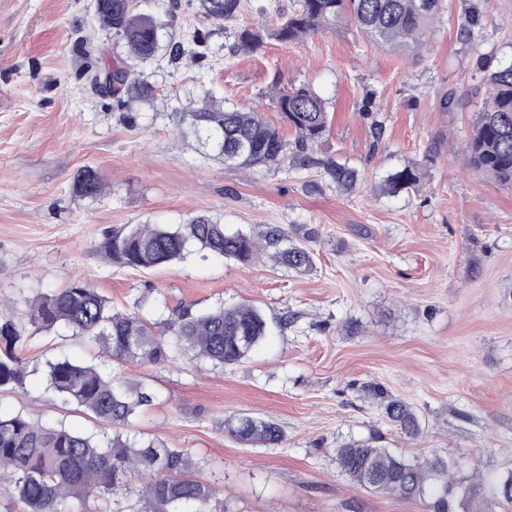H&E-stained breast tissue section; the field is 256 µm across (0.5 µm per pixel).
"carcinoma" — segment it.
Wrapping results in <instances>:
<instances>
[{
	"mask_svg": "<svg viewBox=\"0 0 512 512\" xmlns=\"http://www.w3.org/2000/svg\"><path fill=\"white\" fill-rule=\"evenodd\" d=\"M211 20L236 17L240 0H200ZM441 10V0H298V7L269 29L263 25L238 30L234 48L256 53L275 39L293 43L342 18L353 21L368 38L380 45L415 49ZM96 18L102 28L127 47L128 57L112 66L110 94L127 107L151 101L155 86L136 75L139 66L163 57L177 62L186 50L179 43L161 45L164 24L155 16L137 11L136 0H97ZM483 14L472 5L465 37L480 41ZM487 96L477 112L468 143V162L476 173L502 187L512 188V62L502 64L478 55ZM283 122L296 133L295 151L263 113L255 109L226 108L210 96L198 108L178 112L179 121L193 129L203 147L224 164L245 170L279 167L289 161L301 166L315 163L309 151L329 132L326 102L306 86L278 90L273 98ZM330 180L343 190L353 189L357 171L337 160L320 162ZM412 167L397 169L384 179L390 194L417 182ZM73 189L85 198L102 193L99 173L87 167L74 178ZM285 241L274 227L265 242L273 258L296 272L313 266V254L304 245ZM216 257L248 260L257 240L232 231L206 213L184 224H134L108 235L101 247L106 258L131 269H154L185 258L190 248ZM28 328L0 314V389L25 385L27 372L16 345L26 330L46 333L62 325L72 335L85 337L120 363L160 365L181 355L214 366L241 363L267 336L263 312L252 305L234 304L198 309L180 303L167 317L151 322L136 312L119 311L90 283L74 279L63 288L38 297L28 306ZM49 389L90 418L112 428L104 444L95 435L62 424L34 422L21 413L0 415V474L7 478L4 493L9 512H98L91 499L108 494L114 512H233L223 488L199 480L191 455L159 439L133 434L140 410L153 404L156 395L141 384L103 373L96 365L58 358L46 362ZM368 393L379 400L389 422L408 440L421 432L419 417L406 402L373 385ZM224 431L244 445H278L284 432L271 419L248 415L224 419ZM341 469L360 487L373 493L420 499L426 512H512V471L496 482L493 496L477 497L476 485L450 480L451 464L441 457L422 459L366 441H352L337 449Z\"/></svg>",
	"mask_w": 512,
	"mask_h": 512,
	"instance_id": "1",
	"label": "carcinoma"
}]
</instances>
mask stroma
<instances>
[{
	"mask_svg": "<svg viewBox=\"0 0 512 512\" xmlns=\"http://www.w3.org/2000/svg\"><path fill=\"white\" fill-rule=\"evenodd\" d=\"M178 2L166 39L188 48L200 38L209 55L144 66L156 96L128 113L90 83L127 55L100 29L94 0H0V298L22 325L30 300L80 277L151 319L182 302L250 303L270 334L226 367L121 365L65 328L30 334L17 348L26 385L0 391V413L100 431L47 388L44 363L64 353L152 389L157 400L136 430L186 449L235 512H426L420 500L354 483L336 459L352 440L447 458L455 481L491 489L512 471V189L468 166L480 98L455 112L441 103L475 83L479 53L512 62V0H443L416 52L381 48L341 21L254 54L233 52L237 30L275 26L296 0H241L221 23L198 0ZM474 2L486 23L478 49L460 36ZM276 84L325 100L330 131L312 155L354 168L355 189L336 188L317 166H224L177 122L175 107L207 93L263 112L294 141L269 95ZM404 166L418 168V181L384 192L387 173ZM86 167L106 184L98 197L73 191ZM198 213L255 236L276 226L308 240L314 266L297 274L260 250L246 262L194 253L142 272L99 251L127 225ZM370 383L414 407L418 439L387 420L364 391ZM243 413L277 422L284 441L231 438L222 421Z\"/></svg>",
	"mask_w": 512,
	"mask_h": 512,
	"instance_id": "stroma-1",
	"label": "stroma"
}]
</instances>
